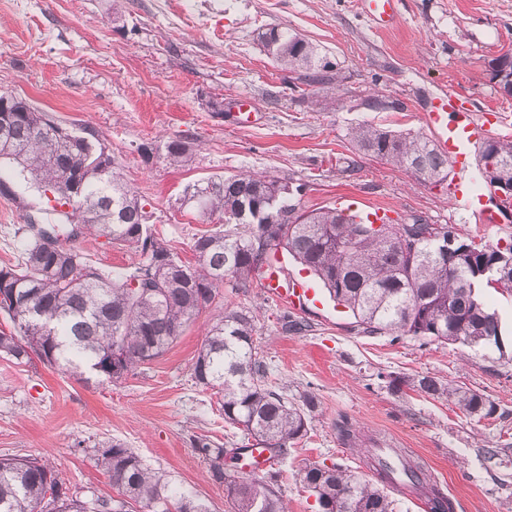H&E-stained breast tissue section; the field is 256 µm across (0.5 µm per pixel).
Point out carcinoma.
<instances>
[{"label": "carcinoma", "instance_id": "obj_1", "mask_svg": "<svg viewBox=\"0 0 512 512\" xmlns=\"http://www.w3.org/2000/svg\"><path fill=\"white\" fill-rule=\"evenodd\" d=\"M259 40L285 70H304L308 86L333 80L328 64L315 63L313 45L286 27H270ZM0 195L19 198L34 190L35 214L19 228L21 256L0 265V313L12 329L0 331V357L27 364L37 357L78 380L97 375L100 362L118 357L117 380L164 354L184 328L211 307L224 281L247 288L263 269L269 252L285 250L322 282L337 303L354 315L358 330L400 340L493 345L501 348L497 313L476 289L512 292V242H477L454 227L415 217L410 224H384L375 232L335 209L305 210L302 185L268 174L241 172L193 185L189 200L206 219L219 217L225 230L194 239L193 266L176 261L145 224L144 207L122 179L102 134L89 124L75 128L56 121L26 97L0 91ZM359 152L410 172L422 183L448 179V158L433 141L414 132L361 124L352 131ZM500 166L488 174L512 181V141L491 140ZM145 160L162 153L174 167H187L192 152L181 141L144 145ZM260 218H255V213ZM141 248V261L126 276L114 277L88 256L63 245L83 234ZM453 243L440 253L439 242ZM257 316L245 308H222L212 315L193 365L196 382L215 391L224 420L271 453L305 437L318 402L288 401L268 382V369L255 347ZM413 386L445 397L467 417L488 418L496 408L476 391L423 376ZM342 439L364 456L384 483L400 480L420 490L430 512H453V503L426 482L422 466L391 448H368L349 424L337 425ZM194 448L209 464L210 479L222 486L234 512H288L274 476H238L224 470V458L237 459L248 447L226 449L207 438ZM95 463L118 489L119 497H69L48 461L38 456L0 457V512H211L192 492L171 486L131 449L109 442ZM302 481L321 512H392V501L378 485L333 465H311Z\"/></svg>", "mask_w": 512, "mask_h": 512}]
</instances>
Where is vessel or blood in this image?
<instances>
[{
	"label": "vessel or blood",
	"mask_w": 512,
	"mask_h": 512,
	"mask_svg": "<svg viewBox=\"0 0 512 512\" xmlns=\"http://www.w3.org/2000/svg\"><path fill=\"white\" fill-rule=\"evenodd\" d=\"M421 122L430 132L438 150L447 155L455 170L453 202L470 206L474 182L469 156L472 148L484 140L497 123V112L489 108L476 111L465 105L453 90L434 95L425 109ZM266 294L283 305H306L311 299L310 289L300 280L288 275L275 261H268L267 272L261 282Z\"/></svg>",
	"instance_id": "obj_1"
}]
</instances>
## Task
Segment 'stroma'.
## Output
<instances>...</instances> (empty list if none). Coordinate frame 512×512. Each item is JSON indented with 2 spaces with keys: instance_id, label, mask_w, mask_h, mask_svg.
<instances>
[{
  "instance_id": "obj_1",
  "label": "stroma",
  "mask_w": 512,
  "mask_h": 512,
  "mask_svg": "<svg viewBox=\"0 0 512 512\" xmlns=\"http://www.w3.org/2000/svg\"><path fill=\"white\" fill-rule=\"evenodd\" d=\"M397 11L396 23L381 28L362 0H0V90L102 132L149 228L190 265L206 226L185 203L186 188L246 171L305 184L307 210L378 204L400 224L421 216L487 243L511 240V218L477 223L452 204L450 182L423 184L363 155L350 132L362 123L422 131L430 94L444 88L474 108L497 109L492 136L512 140V96L489 67L512 49V0H399ZM274 25L311 42L330 63L333 84L302 90L297 74L279 70L258 39ZM242 96L253 102L248 123L237 116ZM375 96L386 108L365 107ZM172 140L191 148V166L140 154L142 144ZM38 203L30 192L0 196V264L16 261L15 231ZM73 245L116 275L140 260L135 247L100 237ZM481 298L499 316L502 344L471 350L359 333L352 313L323 288L315 304L289 312L306 330L286 334L278 324L286 312L258 284L221 291L215 307L257 314L254 343L276 390L292 402L305 393L319 402L307 436L272 463L290 512H319L301 481L306 465L373 479L364 457L342 441V421L420 461L454 512H512V294L485 288ZM208 319L201 314L163 356L115 381L86 383L36 359L0 358V456L49 459L70 495L87 500L112 494L94 458L100 445L119 441L211 512H233L193 446L197 437L226 448L246 443L213 390L193 376ZM424 375L478 391L495 414L469 418L447 399L389 385ZM489 448L503 449L502 459L487 460Z\"/></svg>"
}]
</instances>
